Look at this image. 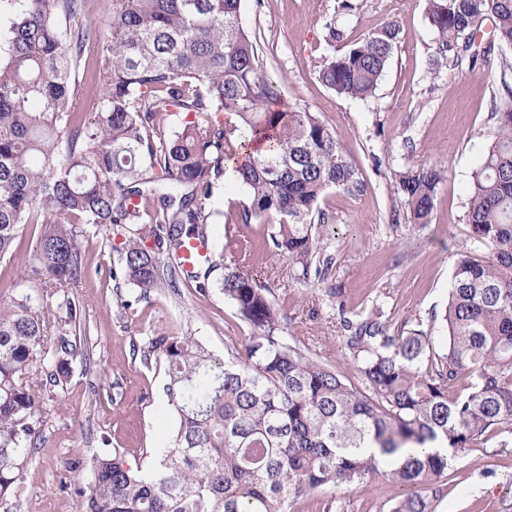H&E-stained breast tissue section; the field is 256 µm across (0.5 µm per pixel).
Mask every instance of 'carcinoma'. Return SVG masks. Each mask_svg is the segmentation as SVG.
Masks as SVG:
<instances>
[{"label":"carcinoma","mask_w":512,"mask_h":512,"mask_svg":"<svg viewBox=\"0 0 512 512\" xmlns=\"http://www.w3.org/2000/svg\"><path fill=\"white\" fill-rule=\"evenodd\" d=\"M0 21V259L22 227L40 225L15 295L0 298V499L14 495L44 441L42 388L66 383L81 315L72 289L86 272V227L129 224L125 280L145 297L176 277L207 292L208 273L164 268L190 238H207L213 189L233 159L248 197L242 221L273 224L272 246L297 277L331 264L319 225L328 190L364 191L341 140L318 115L282 99L263 66L242 0H111L112 32L82 84L97 40L93 0H5ZM489 16L493 42L475 46ZM435 65H491L512 46V0H428ZM393 22L321 63L337 96L365 101L384 77ZM493 104L492 139L468 189V239L454 259L442 318L446 352L421 328L390 335L374 308L345 324L361 386L290 345L268 289L225 268L222 290L253 328L244 356L220 361L191 336H150L145 361L164 362L177 413L147 467L116 449L91 466L81 512H288L330 488L374 476L402 493L391 512H435L422 493L448 458L512 426V88ZM178 130L159 133L163 116ZM238 118L228 128L218 120ZM446 170L402 172L397 191L414 224L430 222ZM55 298V307L45 299ZM469 378L468 391L448 386ZM435 441L448 454L427 452Z\"/></svg>","instance_id":"carcinoma-1"}]
</instances>
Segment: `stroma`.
I'll return each instance as SVG.
<instances>
[{
	"mask_svg": "<svg viewBox=\"0 0 512 512\" xmlns=\"http://www.w3.org/2000/svg\"><path fill=\"white\" fill-rule=\"evenodd\" d=\"M243 0V22L259 36L260 56L281 83L290 107L317 115L340 137L365 184L351 196L329 190L320 203L326 214V251L333 258L324 280L294 278L285 257L269 246L270 225L242 223L245 190L224 179L213 190L209 243L219 250L208 291L193 285L158 288L140 297L138 288L113 280L119 227L89 233L83 241L90 275L75 293L82 320L73 336L80 353L66 385L47 391L43 447L25 471L19 494L0 500V512H79L77 489L88 488L92 458L124 451L129 464L146 448L166 445L176 427L167 404L163 364L144 363L140 348L156 334L191 336L217 358L229 345L244 349L253 333L224 297L225 268L238 269L259 285L284 315L289 343L348 379L356 372L345 347L343 323L380 308L389 332L423 326L436 352L446 334L432 312L448 302L455 253L468 233L467 187L490 136L489 119L501 90L499 70L439 69L438 42L426 0ZM342 23L347 39H325L324 24ZM395 22L399 39L374 96L366 101L336 96L317 79L323 59ZM446 168L431 221L412 223L395 177L422 165ZM237 227L239 243L224 248V227ZM39 225H25L16 255L0 260V295L10 296L30 255ZM340 298H333V291ZM82 465L65 473L72 460ZM397 487L370 479L352 491H335L336 512H388ZM436 512H512V434L490 433L451 458Z\"/></svg>",
	"mask_w": 512,
	"mask_h": 512,
	"instance_id": "35a3bbf8",
	"label": "stroma"
}]
</instances>
